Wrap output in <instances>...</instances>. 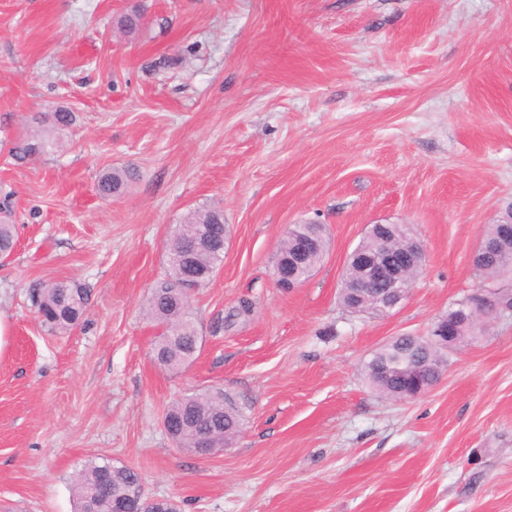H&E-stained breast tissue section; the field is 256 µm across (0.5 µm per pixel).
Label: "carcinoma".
<instances>
[{"label":"carcinoma","instance_id":"obj_1","mask_svg":"<svg viewBox=\"0 0 512 512\" xmlns=\"http://www.w3.org/2000/svg\"><path fill=\"white\" fill-rule=\"evenodd\" d=\"M55 142L44 136L43 130L17 141L11 155L25 161L49 152ZM127 174L120 170L102 173L98 180L99 194L114 198L122 192ZM5 220L0 222V252L9 253L15 245V225L9 222L12 211L4 207ZM503 225L489 224L483 236L490 249L473 261L480 284H494L512 279V250L503 252L492 248L501 238ZM300 236L317 237L319 247L310 252L297 277L304 280L321 262L327 248L328 236L321 224H299ZM224 258V216L217 209L189 212L176 226L170 239L168 272L151 288L145 309L147 316L161 328L152 348L153 360L169 370H179L194 361L200 350V336L193 316L190 299L181 295L177 285L186 278L203 286L214 277ZM90 289L71 281H39L30 288V297L41 325L54 334L69 332L86 312ZM341 302L352 312H379L374 292L367 290L360 297L341 295ZM426 340L422 337H396L376 349L364 365L365 378L380 393L394 397L400 391L395 374L384 375L382 364L405 368L426 362L422 352ZM166 432L181 448L196 447L203 437H210L218 448L224 447V433L238 434L242 414L221 391L188 395L173 402L166 410ZM76 512H113L114 504L127 494L142 490V478L132 468L116 466L106 458L89 460L72 481Z\"/></svg>","mask_w":512,"mask_h":512}]
</instances>
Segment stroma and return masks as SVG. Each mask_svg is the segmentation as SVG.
Masks as SVG:
<instances>
[{
  "label": "stroma",
  "instance_id": "1",
  "mask_svg": "<svg viewBox=\"0 0 512 512\" xmlns=\"http://www.w3.org/2000/svg\"><path fill=\"white\" fill-rule=\"evenodd\" d=\"M59 109L57 147L15 160ZM113 168L127 186L100 197ZM4 197L0 512H75L72 477L98 457L179 512H512V318L416 399L362 374L478 288L473 251L512 206V0H0ZM211 207L224 260L191 297L201 349L172 372L144 304L173 227ZM310 221L329 249L277 288L280 243ZM375 223L411 225L425 264L389 314H352L341 276ZM48 279L90 290L68 333L28 300ZM208 390L243 421L205 457L163 418Z\"/></svg>",
  "mask_w": 512,
  "mask_h": 512
}]
</instances>
